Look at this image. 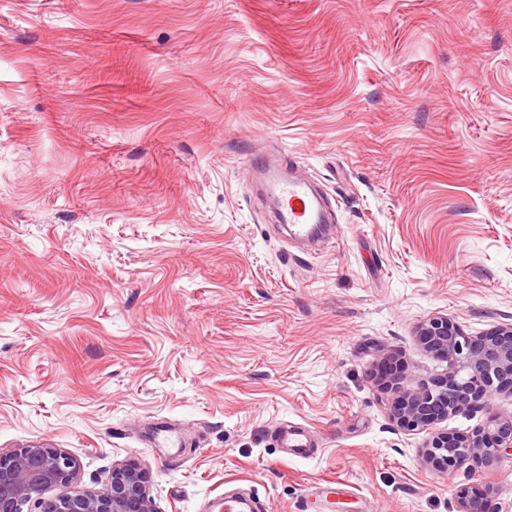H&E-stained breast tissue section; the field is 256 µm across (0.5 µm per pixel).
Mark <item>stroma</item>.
<instances>
[{"mask_svg":"<svg viewBox=\"0 0 512 512\" xmlns=\"http://www.w3.org/2000/svg\"><path fill=\"white\" fill-rule=\"evenodd\" d=\"M271 157L335 243L282 232ZM434 315L512 323V0H0V452L63 449L81 490L136 461L159 512L324 479L334 512H512L511 457L443 474L392 419L378 363L444 372ZM277 435L284 448L297 457H305L311 450L310 436L308 431L299 425L280 426Z\"/></svg>","mask_w":512,"mask_h":512,"instance_id":"1","label":"stroma"}]
</instances>
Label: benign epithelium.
Returning <instances> with one entry per match:
<instances>
[{"label":"benign epithelium","instance_id":"obj_1","mask_svg":"<svg viewBox=\"0 0 512 512\" xmlns=\"http://www.w3.org/2000/svg\"><path fill=\"white\" fill-rule=\"evenodd\" d=\"M422 348L448 363V371L428 380L384 371L379 383L393 395L394 418L409 431L426 430L448 415L483 409L512 395V324L471 335L445 316L432 317L417 331ZM512 457V415L494 416L467 433L439 432L424 445V461L439 472L497 467ZM78 464L59 448L33 444L0 452V512H158L147 472L128 461L112 469L99 491L73 488ZM56 491L52 497L47 496ZM458 512H479V497L464 489Z\"/></svg>","mask_w":512,"mask_h":512}]
</instances>
